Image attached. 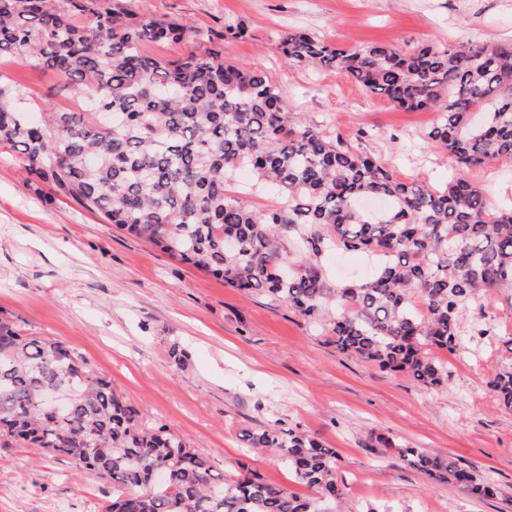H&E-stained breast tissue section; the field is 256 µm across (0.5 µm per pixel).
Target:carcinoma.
Here are the masks:
<instances>
[{
	"mask_svg": "<svg viewBox=\"0 0 512 512\" xmlns=\"http://www.w3.org/2000/svg\"><path fill=\"white\" fill-rule=\"evenodd\" d=\"M246 35L241 23L212 31L131 18L107 0H0V60L56 72L81 103L34 123L0 84V146L102 222L328 326L338 352L427 388L448 384L434 353L460 346L464 306L479 290L512 301V209H491L461 176L441 188L400 179L287 111L265 71L224 60V41ZM187 39L194 49L175 60L146 51ZM275 51L291 67L343 73L402 111L437 112L427 138L462 167L512 160L511 49L343 50L290 29ZM242 166L277 194L273 205L251 208L227 189ZM371 199L388 209L365 210ZM331 248L382 263L373 277L335 287L321 263ZM489 387L512 407V367ZM15 441L112 484L104 512H336L343 497L336 452L311 437L274 425L248 434L250 447L279 451L306 494L255 471L224 476L170 429L143 427L139 411L68 346L1 321L0 447ZM397 453L438 482L496 492L454 457Z\"/></svg>",
	"mask_w": 512,
	"mask_h": 512,
	"instance_id": "obj_1",
	"label": "carcinoma"
}]
</instances>
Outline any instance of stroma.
<instances>
[{
    "mask_svg": "<svg viewBox=\"0 0 512 512\" xmlns=\"http://www.w3.org/2000/svg\"><path fill=\"white\" fill-rule=\"evenodd\" d=\"M131 17H176L203 28L243 23L226 60L265 70L292 112L382 159L399 176L441 184L462 174L493 207L512 205V162L462 169L433 148L432 111L403 112L346 76L296 69L274 51L277 34L307 29L342 49L373 42L512 48V0H112ZM18 108L42 119L46 106L73 108L61 80L0 61ZM332 284L373 275L358 251H331ZM0 319L25 336L71 347L137 407L149 427L166 426L205 455L215 472L249 468L268 483L305 487L276 451L248 452L260 426L315 437L336 451L343 512H512V408L489 382L512 365V303L479 292L463 313L459 349L441 353L448 383L418 385L340 353L325 331L265 296L247 295L58 200L15 157L0 154ZM486 336H477V329ZM188 351L183 365L172 344ZM453 456L494 482L477 499L407 466L398 448ZM109 482L80 476L67 458L18 444L0 450V512H101Z\"/></svg>",
    "mask_w": 512,
    "mask_h": 512,
    "instance_id": "35a3bbf8",
    "label": "stroma"
}]
</instances>
